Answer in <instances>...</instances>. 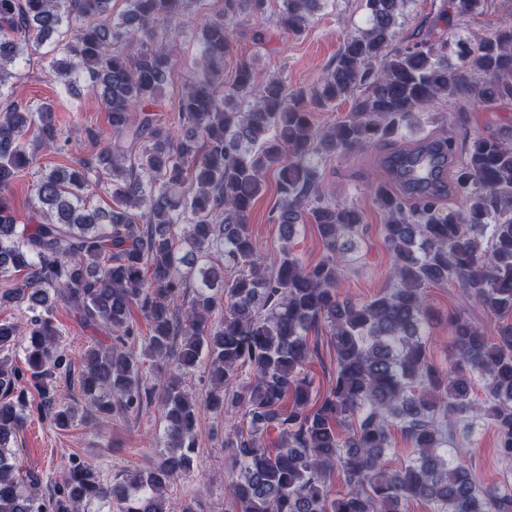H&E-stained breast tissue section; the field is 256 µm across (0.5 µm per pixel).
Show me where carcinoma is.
Wrapping results in <instances>:
<instances>
[{
    "label": "carcinoma",
    "mask_w": 512,
    "mask_h": 512,
    "mask_svg": "<svg viewBox=\"0 0 512 512\" xmlns=\"http://www.w3.org/2000/svg\"><path fill=\"white\" fill-rule=\"evenodd\" d=\"M323 2L281 0L278 26L302 33ZM409 2L365 0V27L306 90L275 75L257 83L252 61L236 57L234 35L243 16L263 15L266 0H224L219 13L199 16L196 72L163 118L149 110L171 72L163 41L201 0H126L117 19L112 0H0V278L10 282L0 308L28 320L23 342L0 319V512H80L93 501L117 512H171L169 488L194 464L199 399L185 377L200 366L210 382L204 405L232 421L224 435L238 467L226 489L230 512H402L409 499L432 512H512V492L482 487L450 447L488 420L500 456L512 460V322L491 338L461 315L450 318L457 361L443 371L427 354L425 294L452 279L487 314L512 319V130L450 141L460 157L448 172L459 211L440 201L441 143L431 149L432 178L412 183L417 200L372 184L393 264L392 284L369 301L342 289L364 214L321 198L326 159L396 144L439 102L512 100V25L473 39L450 32L439 47L397 46ZM481 2L448 0V9L464 19ZM51 39L54 82L75 94L83 79L103 101L112 136L103 144L101 131L85 126L94 150L43 173L32 208L45 220L19 224L10 186L34 162L26 135L58 153L68 145L52 104L12 95L19 57ZM342 99L352 100L351 113L318 128L314 113ZM270 173L282 239L272 256L248 228ZM99 188L111 199L104 207L95 203ZM305 223L324 246L314 265L292 250ZM189 280L195 289L179 314L174 304ZM59 301L83 329L116 337L88 349L79 367L81 393L97 412L138 410L152 399L139 360L124 349L140 335L133 310L148 326L143 355L177 372L160 398L158 462L115 483L73 463L43 492L12 443L33 414L66 430L78 412L55 397L54 383L72 366L61 350ZM322 325L335 383L311 408L309 333ZM24 384L39 391L33 411ZM394 427L411 444L399 466L388 459ZM270 428L279 443L264 448ZM335 472L347 484L340 494L329 487Z\"/></svg>",
    "instance_id": "obj_1"
}]
</instances>
